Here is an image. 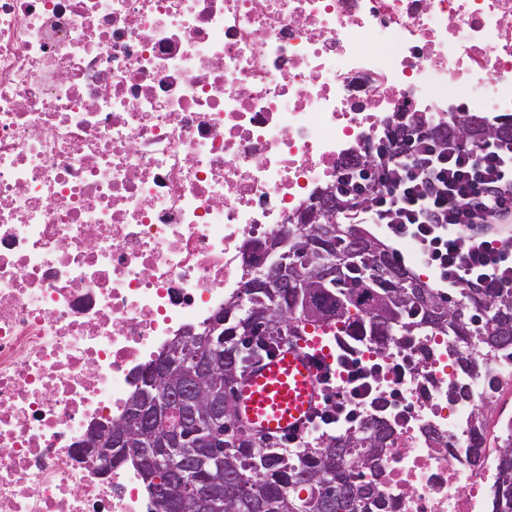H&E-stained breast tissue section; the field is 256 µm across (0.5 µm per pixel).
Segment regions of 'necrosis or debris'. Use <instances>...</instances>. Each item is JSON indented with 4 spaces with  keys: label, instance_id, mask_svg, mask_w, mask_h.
Listing matches in <instances>:
<instances>
[{
    "label": "necrosis or debris",
    "instance_id": "1",
    "mask_svg": "<svg viewBox=\"0 0 512 512\" xmlns=\"http://www.w3.org/2000/svg\"><path fill=\"white\" fill-rule=\"evenodd\" d=\"M455 99L512 115V0H0V512H158L89 428L387 117ZM353 350L397 403L359 512H496L512 350L465 375L435 330Z\"/></svg>",
    "mask_w": 512,
    "mask_h": 512
}]
</instances>
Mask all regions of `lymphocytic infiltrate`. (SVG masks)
Here are the masks:
<instances>
[{
	"label": "lymphocytic infiltrate",
	"instance_id": "obj_1",
	"mask_svg": "<svg viewBox=\"0 0 512 512\" xmlns=\"http://www.w3.org/2000/svg\"><path fill=\"white\" fill-rule=\"evenodd\" d=\"M343 197L361 223L412 242L419 264L449 288H512V148L463 137L440 145L424 136L402 147L377 146L373 158L339 175ZM374 366L337 356L325 372L328 391L310 423L355 416Z\"/></svg>",
	"mask_w": 512,
	"mask_h": 512
}]
</instances>
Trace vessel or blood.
Listing matches in <instances>:
<instances>
[{
  "instance_id": "b4317fda",
  "label": "vessel or blood",
  "mask_w": 512,
  "mask_h": 512,
  "mask_svg": "<svg viewBox=\"0 0 512 512\" xmlns=\"http://www.w3.org/2000/svg\"><path fill=\"white\" fill-rule=\"evenodd\" d=\"M335 352L311 333L255 363L233 388L237 422L256 435H299L321 405L322 369Z\"/></svg>"
}]
</instances>
